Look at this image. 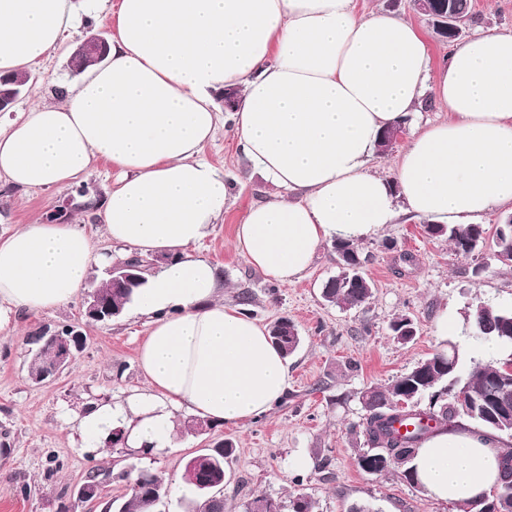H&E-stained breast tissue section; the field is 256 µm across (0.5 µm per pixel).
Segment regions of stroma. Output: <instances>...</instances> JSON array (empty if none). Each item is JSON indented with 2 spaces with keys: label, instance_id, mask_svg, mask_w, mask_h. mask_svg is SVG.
Returning a JSON list of instances; mask_svg holds the SVG:
<instances>
[{
  "label": "stroma",
  "instance_id": "stroma-1",
  "mask_svg": "<svg viewBox=\"0 0 512 512\" xmlns=\"http://www.w3.org/2000/svg\"><path fill=\"white\" fill-rule=\"evenodd\" d=\"M120 0H73L76 26L60 49L38 60L29 71L31 94L0 112V129L26 115L41 100H52L60 82L76 81L70 65L87 33L111 37ZM359 13L381 10L422 25L434 64H442V43L411 0H355ZM205 158L230 183L224 220L198 248L224 276V301L238 305L249 292L253 318L270 325L280 317L298 328L301 343L288 358V389L281 402L260 418L236 426L219 425L205 435L179 432L172 448L145 459L163 475L182 469L186 459L216 441L232 440L235 453L227 466L224 512H244L248 500L266 495L288 503L302 492L315 512H348L366 504L377 512H457L432 502L399 475H369L356 465L364 446L360 391L384 386L439 350L443 340L457 342L467 356L482 358L484 340L473 336L465 315L482 301L512 306V267L497 258L495 227L502 210L481 220L486 241L473 254L454 252L446 238H432L423 219L401 216L379 236L362 241L369 254L364 268L373 297L364 306L346 308L326 302L325 283L339 265L332 243L322 244L306 275L280 284L253 267L233 246L234 230L246 209L272 187L237 145L231 122H222ZM74 190H19L0 185V237L37 218L63 214L78 220L99 252L122 260L124 252L102 234L96 213L76 214ZM410 253L414 264L400 261ZM410 316L414 339L397 342L388 325L397 315ZM448 318L447 336H439L440 316ZM68 325L82 332L84 347L56 377L36 382L29 376L27 342L42 327ZM147 331L142 320L121 315L87 323L82 301L37 316H20L16 333H0V512H100L98 502L83 500L79 488L91 468H114L119 454L93 459L61 427L64 416L86 401L122 398L144 385L137 349Z\"/></svg>",
  "mask_w": 512,
  "mask_h": 512
}]
</instances>
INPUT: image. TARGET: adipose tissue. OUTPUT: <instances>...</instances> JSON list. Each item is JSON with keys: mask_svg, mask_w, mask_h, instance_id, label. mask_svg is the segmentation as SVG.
Segmentation results:
<instances>
[{"mask_svg": "<svg viewBox=\"0 0 512 512\" xmlns=\"http://www.w3.org/2000/svg\"><path fill=\"white\" fill-rule=\"evenodd\" d=\"M72 0H0V74L58 49ZM105 61L0 131V181L68 189L102 160L119 176L95 207L113 245L165 257L126 309L145 319L142 389L81 404L63 425L97 458L122 429L129 449L172 447L189 411L237 425L268 413L288 362L265 325L224 302V279L193 248L224 218L222 171L202 156L221 114L212 93L241 94L238 145L276 188L252 205L235 249L282 284L321 244L361 242L407 213L468 224L512 206V30L479 28L433 67L405 18L357 13L353 0H120ZM441 120L413 129L392 177L373 171L382 131L409 123L425 97ZM78 224L37 219L0 238V332L82 294L103 262ZM501 454L487 432L440 431L411 465L432 501L478 500Z\"/></svg>", "mask_w": 512, "mask_h": 512, "instance_id": "ef3b65f1", "label": "adipose tissue"}]
</instances>
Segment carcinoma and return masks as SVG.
Wrapping results in <instances>:
<instances>
[{
	"label": "carcinoma",
	"instance_id": "cac0c4a2",
	"mask_svg": "<svg viewBox=\"0 0 512 512\" xmlns=\"http://www.w3.org/2000/svg\"><path fill=\"white\" fill-rule=\"evenodd\" d=\"M104 56L78 47L72 55L71 64L76 72L97 64ZM8 82L6 88L16 95L30 88V75L13 74L0 77ZM428 236L445 237L456 252L469 255L477 250L485 239L486 230L481 224H427ZM496 240L501 250L500 262L512 266V213L504 216L496 229ZM333 248L339 264L360 268L367 261L359 245L348 241H336ZM144 278L125 284L107 279L95 288L96 293L112 308V315L122 314L124 304L130 300L134 290L143 284ZM326 302L349 308L362 307L373 296L371 282L354 272L340 270L329 279L323 288ZM473 333L485 340L495 341L501 348L512 351V307H496L482 302L472 306L468 317ZM414 327L407 316L395 318L389 324L394 338L400 343L413 339L409 329ZM46 330L36 333L32 342L30 376L38 380L52 359L53 347L45 340ZM272 343L286 357L294 354L300 344V336L286 317L275 320L269 328ZM500 366L492 361L475 358L466 359L456 344L449 341L446 347L418 363L385 387L370 386L360 392L359 401L364 409L362 433L368 448L358 452L356 463L368 474L398 471L399 477L408 484L419 487L411 462L421 443L441 428L456 429L462 421L473 422L495 434L512 436V424L507 425L494 418L498 413L484 401L496 398L507 406L512 417V384L503 382ZM409 397V406L399 410L394 401L401 396ZM428 401V407L419 408V401ZM235 448L229 439L224 443L199 451L197 482L192 487L197 492L191 501L192 512H224L225 461ZM114 481L132 483L130 497L116 506L107 501L106 512H156L159 503L167 497L170 484L162 475L143 466L130 465L118 472L93 469L84 483L92 491H103L105 485ZM497 491V508L490 506L491 495L459 507V512H512V450L505 449L500 461V477L494 485ZM282 505L276 499L261 495L245 504V512H281Z\"/></svg>",
	"mask_w": 512,
	"mask_h": 512
}]
</instances>
